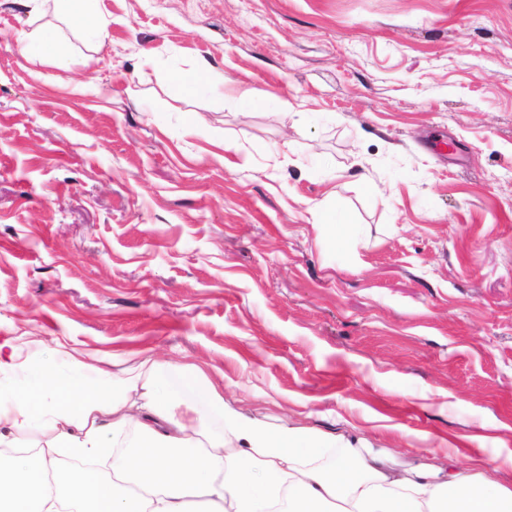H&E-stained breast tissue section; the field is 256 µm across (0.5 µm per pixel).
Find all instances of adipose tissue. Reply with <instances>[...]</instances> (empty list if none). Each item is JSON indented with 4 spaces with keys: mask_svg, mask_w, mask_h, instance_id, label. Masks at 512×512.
I'll use <instances>...</instances> for the list:
<instances>
[{
    "mask_svg": "<svg viewBox=\"0 0 512 512\" xmlns=\"http://www.w3.org/2000/svg\"><path fill=\"white\" fill-rule=\"evenodd\" d=\"M33 17L64 14L76 29L108 38L74 0H25ZM31 60L64 61L58 32L17 38ZM23 359L0 342V445L51 432L34 451L0 455L6 512H189L197 500L219 512H512V488L448 467L395 468L367 448H337L312 430L242 417L195 363L150 362L114 375L70 356ZM335 453L332 467L319 459ZM111 459L112 476L92 469Z\"/></svg>",
    "mask_w": 512,
    "mask_h": 512,
    "instance_id": "adipose-tissue-1",
    "label": "adipose tissue"
}]
</instances>
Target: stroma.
I'll return each instance as SVG.
<instances>
[{
	"label": "stroma",
	"instance_id": "stroma-1",
	"mask_svg": "<svg viewBox=\"0 0 512 512\" xmlns=\"http://www.w3.org/2000/svg\"><path fill=\"white\" fill-rule=\"evenodd\" d=\"M88 7L63 72L0 0V340L511 488L512 0Z\"/></svg>",
	"mask_w": 512,
	"mask_h": 512
}]
</instances>
